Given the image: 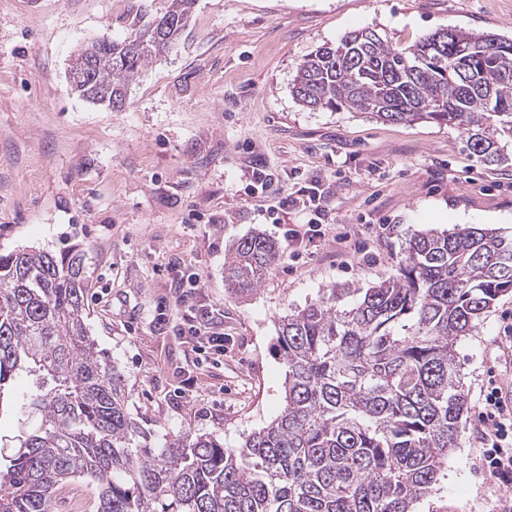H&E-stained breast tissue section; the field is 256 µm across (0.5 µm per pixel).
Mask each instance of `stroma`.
Listing matches in <instances>:
<instances>
[{"instance_id":"35a3bbf8","label":"stroma","mask_w":512,"mask_h":512,"mask_svg":"<svg viewBox=\"0 0 512 512\" xmlns=\"http://www.w3.org/2000/svg\"><path fill=\"white\" fill-rule=\"evenodd\" d=\"M168 4L0 0V251L82 250L88 334L123 375L153 447L210 433L234 448L283 409L281 316L331 285L396 275L412 231L491 223L512 237V161L484 164L452 125L303 107L292 94L300 64L362 29L401 48L442 29L512 38V0H196L179 42L132 82L121 110L73 91L78 49L122 38L135 13ZM257 166L278 191L251 190ZM315 180L328 188L331 239L283 252L252 296L229 293L232 245L255 231L282 240L279 192ZM190 274L224 335L223 356L205 364L171 329ZM511 312L510 294L457 344L468 415L416 512H493L475 465L476 401ZM159 313L170 327L153 325Z\"/></svg>"}]
</instances>
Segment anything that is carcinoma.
<instances>
[{"label": "carcinoma", "instance_id": "cac0c4a2", "mask_svg": "<svg viewBox=\"0 0 512 512\" xmlns=\"http://www.w3.org/2000/svg\"><path fill=\"white\" fill-rule=\"evenodd\" d=\"M194 0L141 11L92 73L94 100L129 85L188 27ZM399 49L372 30L322 46L292 93L311 109L384 122L454 125L489 165L512 146V39L446 30ZM281 247L255 232L224 261V286L255 291ZM82 256L0 253V411L16 376L31 391L12 408L37 420L0 435V512H51L76 479L97 512H414L458 447L467 392L456 346L512 294V237L489 227L411 233L397 275L368 288L333 285L279 318L283 410L226 448L202 434L162 448L132 417L125 380L87 332Z\"/></svg>", "mask_w": 512, "mask_h": 512}]
</instances>
